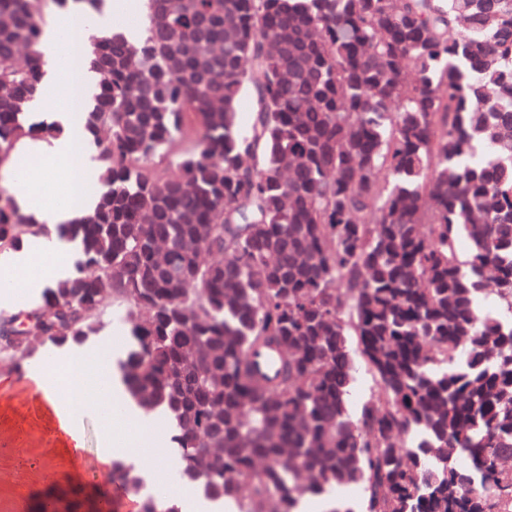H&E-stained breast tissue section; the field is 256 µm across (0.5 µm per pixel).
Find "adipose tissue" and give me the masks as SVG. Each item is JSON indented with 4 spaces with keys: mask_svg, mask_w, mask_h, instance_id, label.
<instances>
[{
    "mask_svg": "<svg viewBox=\"0 0 512 512\" xmlns=\"http://www.w3.org/2000/svg\"><path fill=\"white\" fill-rule=\"evenodd\" d=\"M118 22L129 33H137L140 18L129 0H106L101 15L91 21L73 0L40 36L43 77L31 104L32 117L57 124L60 132L19 142L10 171L18 207L46 225L48 232L29 238L19 249L0 252V310H13L18 303L41 296L45 288L75 272L74 256L56 229L75 223L97 201L99 185L91 137L85 129L84 97L98 77L74 67L73 60L92 31ZM118 355L105 334L57 348L49 359L36 362L26 380L38 418L56 427L60 451L76 464L85 419L94 416L102 464L108 466L117 459L143 464L147 483L163 490L180 512H222L174 477L167 463L154 460L149 429L155 420L130 400L115 366ZM57 366L65 368V378L54 376Z\"/></svg>",
    "mask_w": 512,
    "mask_h": 512,
    "instance_id": "1",
    "label": "adipose tissue"
}]
</instances>
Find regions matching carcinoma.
I'll use <instances>...</instances> for the list:
<instances>
[{
	"label": "carcinoma",
	"mask_w": 512,
	"mask_h": 512,
	"mask_svg": "<svg viewBox=\"0 0 512 512\" xmlns=\"http://www.w3.org/2000/svg\"><path fill=\"white\" fill-rule=\"evenodd\" d=\"M93 35L96 207L76 273L0 311V373L132 323L129 397L230 512H512V0H143ZM43 0H0V167L39 89ZM254 94L252 111L239 101ZM48 233L0 187V251ZM465 240L467 249L459 248ZM356 340L375 391L348 399ZM282 353L272 377L252 356ZM179 512L113 462L28 512Z\"/></svg>",
	"instance_id": "1"
}]
</instances>
